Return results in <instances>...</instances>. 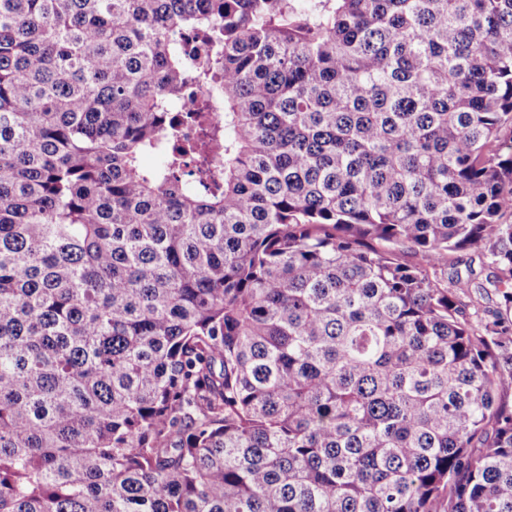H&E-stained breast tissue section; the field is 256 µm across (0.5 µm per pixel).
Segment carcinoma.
<instances>
[{
	"label": "carcinoma",
	"mask_w": 512,
	"mask_h": 512,
	"mask_svg": "<svg viewBox=\"0 0 512 512\" xmlns=\"http://www.w3.org/2000/svg\"><path fill=\"white\" fill-rule=\"evenodd\" d=\"M511 393L512 0H0V512H512ZM451 258L458 260L457 268L461 271L463 277L466 276L468 265L471 264V268L474 273L472 278L474 279L475 284L482 282L485 283L486 276L491 272V269L483 265L476 256H471V253L469 252L458 251L451 255ZM471 258L473 259L472 262Z\"/></svg>",
	"instance_id": "carcinoma-1"
}]
</instances>
